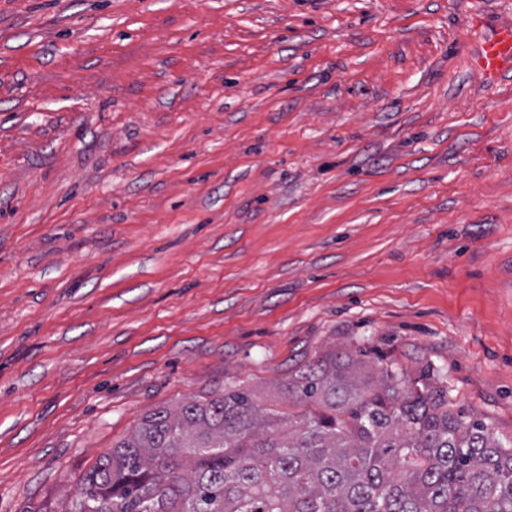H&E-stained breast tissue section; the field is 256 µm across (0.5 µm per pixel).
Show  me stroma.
Masks as SVG:
<instances>
[{"mask_svg": "<svg viewBox=\"0 0 512 512\" xmlns=\"http://www.w3.org/2000/svg\"><path fill=\"white\" fill-rule=\"evenodd\" d=\"M512 0H0V512L341 351L512 442ZM477 65L490 76L512 70V26L500 27L484 41L477 53Z\"/></svg>", "mask_w": 512, "mask_h": 512, "instance_id": "1", "label": "stroma"}]
</instances>
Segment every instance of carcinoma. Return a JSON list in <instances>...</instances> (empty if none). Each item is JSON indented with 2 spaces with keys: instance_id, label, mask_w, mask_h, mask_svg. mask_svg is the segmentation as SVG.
<instances>
[{
  "instance_id": "cac0c4a2",
  "label": "carcinoma",
  "mask_w": 512,
  "mask_h": 512,
  "mask_svg": "<svg viewBox=\"0 0 512 512\" xmlns=\"http://www.w3.org/2000/svg\"><path fill=\"white\" fill-rule=\"evenodd\" d=\"M288 393L152 411L60 512H512V446L426 386L334 351Z\"/></svg>"
}]
</instances>
